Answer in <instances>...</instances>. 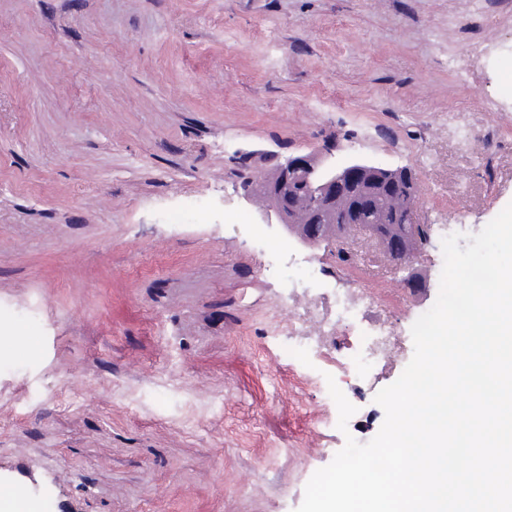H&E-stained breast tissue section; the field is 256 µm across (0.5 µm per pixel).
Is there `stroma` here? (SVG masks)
<instances>
[{
  "instance_id": "1",
  "label": "stroma",
  "mask_w": 512,
  "mask_h": 512,
  "mask_svg": "<svg viewBox=\"0 0 512 512\" xmlns=\"http://www.w3.org/2000/svg\"><path fill=\"white\" fill-rule=\"evenodd\" d=\"M329 149L409 169L426 232L412 295L367 234L255 236L242 171ZM512 203V0H0V479L45 469L44 512H296L346 433L366 443L386 368L325 395L280 386L288 260L378 292L402 336L435 303L440 224ZM35 343L36 353L17 355Z\"/></svg>"
}]
</instances>
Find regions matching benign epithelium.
<instances>
[{"mask_svg":"<svg viewBox=\"0 0 512 512\" xmlns=\"http://www.w3.org/2000/svg\"><path fill=\"white\" fill-rule=\"evenodd\" d=\"M363 185L380 192L401 187L411 198L417 187L415 178L405 168H390L359 158L336 166L326 162L323 154L310 153L280 160L266 174L244 175L242 196L247 201L259 196L275 199V203L265 207L261 213L263 223L276 225L299 244L314 248L329 241V237L323 234L321 221L336 202ZM299 194L323 201L324 209L304 218L298 217L292 200ZM374 238L389 257H403L407 282L414 292L419 293L426 288L427 279L417 267L419 235L415 205H410L405 225L398 235L390 237L376 233Z\"/></svg>","mask_w":512,"mask_h":512,"instance_id":"obj_1","label":"benign epithelium"}]
</instances>
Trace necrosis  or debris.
I'll return each instance as SVG.
<instances>
[{"label":"necrosis or debris","mask_w":512,"mask_h":512,"mask_svg":"<svg viewBox=\"0 0 512 512\" xmlns=\"http://www.w3.org/2000/svg\"><path fill=\"white\" fill-rule=\"evenodd\" d=\"M328 275L321 265L305 262L301 273L290 276L288 292L283 299L285 311L284 333L289 354H311L334 358L339 350V328L365 323L361 346L349 361H338V369H366L385 366L399 360L405 350V338L393 326L386 314L365 321L364 315L371 308L381 305L378 297L364 288H339L333 291L330 306L315 303L300 304L301 295L309 294L313 284Z\"/></svg>","instance_id":"necrosis-or-debris-1"}]
</instances>
